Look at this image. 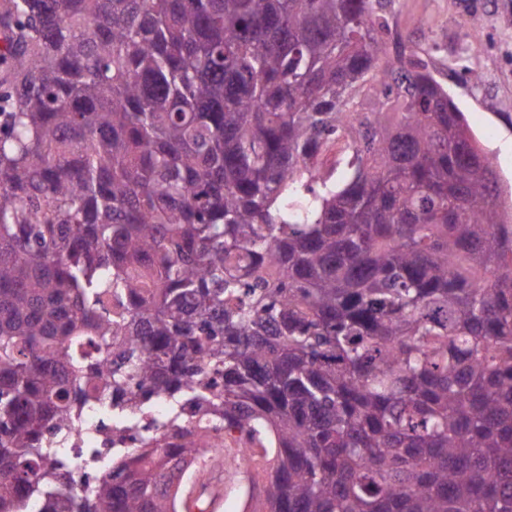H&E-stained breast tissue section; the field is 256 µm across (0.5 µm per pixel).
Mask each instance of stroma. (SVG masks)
Instances as JSON below:
<instances>
[{
	"instance_id": "35a3bbf8",
	"label": "stroma",
	"mask_w": 512,
	"mask_h": 512,
	"mask_svg": "<svg viewBox=\"0 0 512 512\" xmlns=\"http://www.w3.org/2000/svg\"><path fill=\"white\" fill-rule=\"evenodd\" d=\"M393 22L512 186V0H395Z\"/></svg>"
}]
</instances>
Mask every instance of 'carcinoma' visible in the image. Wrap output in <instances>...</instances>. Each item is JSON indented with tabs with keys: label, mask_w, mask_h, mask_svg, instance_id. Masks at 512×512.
Here are the masks:
<instances>
[{
	"label": "carcinoma",
	"mask_w": 512,
	"mask_h": 512,
	"mask_svg": "<svg viewBox=\"0 0 512 512\" xmlns=\"http://www.w3.org/2000/svg\"><path fill=\"white\" fill-rule=\"evenodd\" d=\"M391 2L5 0L0 512H183L178 414L46 441L154 400L266 512H512V211ZM169 406L157 401L151 412L140 415L133 420H122L113 415L105 405L88 409L81 427L65 430L66 439L58 443L59 448L72 456L84 448H136V441L141 436L157 433V421L168 411ZM123 431L122 440L110 441L113 429ZM106 441V446L103 444Z\"/></svg>",
	"instance_id": "1"
}]
</instances>
